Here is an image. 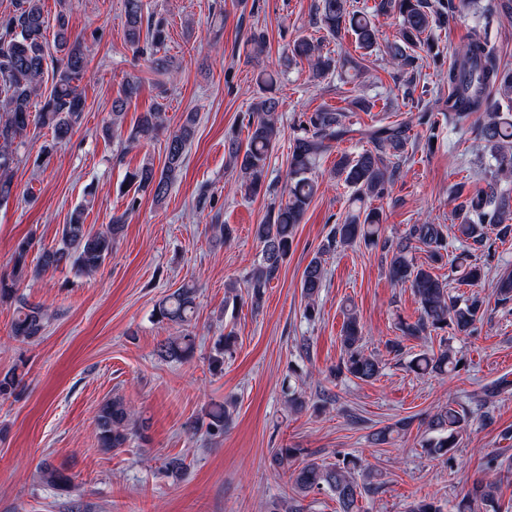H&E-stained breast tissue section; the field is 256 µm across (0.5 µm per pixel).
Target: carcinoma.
I'll return each instance as SVG.
<instances>
[{
  "instance_id": "carcinoma-1",
  "label": "carcinoma",
  "mask_w": 512,
  "mask_h": 512,
  "mask_svg": "<svg viewBox=\"0 0 512 512\" xmlns=\"http://www.w3.org/2000/svg\"><path fill=\"white\" fill-rule=\"evenodd\" d=\"M466 0H374L372 12L356 10L349 0H318L315 25L327 35L336 38L341 33L355 37L358 48L370 55L377 46V28L374 19L395 16L399 32L388 46L391 63L408 76L405 94L410 96L423 67L437 64L439 52L429 40L434 28L448 24ZM125 36L133 54L148 59L151 68L168 77L177 72L172 57L163 53L166 44V18L161 14L144 12L143 0H123ZM48 16L42 0H15L14 9L0 16V204L12 194V172L19 162V148L27 130L34 125L52 133V143L43 146L47 156L57 144L67 140L82 119L84 100L81 84L87 75V59L83 41L72 35L65 6L54 16V47L56 56L50 57L46 31ZM248 56L259 58L267 54L265 34L253 31L246 39ZM291 57L306 59L312 69V78L320 81L338 70L336 58L322 52L320 43L307 37L296 39L290 46ZM52 62V84L43 89L45 65ZM279 73L266 71L259 80V95L254 97L246 113V139L236 134L224 139V153L229 166L238 173V188L248 198L273 191L267 181L271 152L281 134L280 99L275 94ZM448 84V99L438 96L423 105H415L416 112L400 122L362 128L345 122L346 113L329 108L303 112L298 117L296 133L288 154V171L283 198L273 204L265 223L256 226L255 235L261 250L258 263L247 274L240 293L239 284L227 285L226 303L236 307L243 300L258 309L266 288L276 277L280 266L288 258L297 224L301 222L316 195L319 182L317 162L335 146L360 136L372 147L360 154L342 156L336 162L333 175L337 181L352 189V211L336 222L323 243L319 255L312 258L302 276V292L306 304L304 317L313 321L320 315L316 299L326 277L322 255L337 249L358 246L381 248L388 262L389 274L396 283L410 284L418 302L415 320L401 319L398 339L386 342L389 351L402 353L403 341L426 339L449 332L470 336L477 332L482 321L483 300L473 295L458 299L448 294V282L439 278L435 269L448 264L459 274V281L474 285L485 277L484 268L472 262L476 253L491 257L489 233L499 239L512 236V191L501 183L512 181V113L502 112L492 102V95L512 102V70L503 66L494 47L479 35L462 44L443 72ZM141 80L130 76L122 96L112 101L110 120L102 132L109 137L122 127L127 103L137 96ZM448 113V122L458 125L471 115H478L481 140L489 150L493 164L485 168L486 187L464 192L466 183L450 187L451 200L456 202L454 213L459 223L454 225V237L461 249L448 256V234L444 225L423 222L410 224L396 238L382 236L379 212L367 205L370 198H382L388 187L400 174L414 140L411 131L416 125L426 126L428 139L440 135L438 116ZM197 115L186 113L182 123L170 130L165 126L163 105L158 103L143 113L127 134L126 142L134 146L143 140L164 135V162L157 167L147 161L125 176L126 189L150 191L156 203H163L184 166L187 150L196 131ZM84 211H73L69 223L63 225L58 246L43 250L36 264L28 261L34 247L31 236L15 244L11 272L0 276V300L16 304L12 323V337L21 342H34L43 336L48 314L40 304L29 302L18 294V288L27 278L68 266L81 275L98 271L108 258L124 230L126 214L114 215L106 228L93 230L84 224ZM426 253V261L417 264L413 251ZM494 295L499 304L512 303V270L496 276ZM197 290L185 284L161 299L155 310L157 322L180 327L179 334L170 336L160 345L158 355L164 360L183 361L195 350L196 336L189 330L197 312ZM344 356L334 369V376L372 381L382 371V360L365 349L362 326L354 310H346V320L340 336ZM236 340L234 332L222 336L211 358L213 369L224 365V354ZM460 365L447 339H440L438 350H424L406 364L407 370L417 376L446 375ZM22 378L12 370L0 375V399L14 395ZM235 403L215 404L198 417L191 428H201L211 436L224 433L232 422ZM467 422L466 410L446 404L423 420L425 425L422 447L426 452L450 464L453 449ZM411 422L401 420L381 427L369 434L375 447L390 443L392 434L408 429ZM145 422L120 395L103 401L95 415V434L100 448L112 451L126 447L130 438L144 430ZM303 454L301 448H274L271 462L277 467ZM43 481L58 491H67L72 479L65 470L50 463L41 467ZM512 482V464L489 457L485 475L475 480L468 492L454 505V512H504L501 503L503 482ZM295 498L283 501L279 507L300 512L299 498L326 490L338 504V512H361L360 501L381 488V474L361 464L353 456H344L334 463L324 464L313 459L302 460L290 473ZM406 512H443L442 505L433 498H419L409 503Z\"/></svg>"
}]
</instances>
